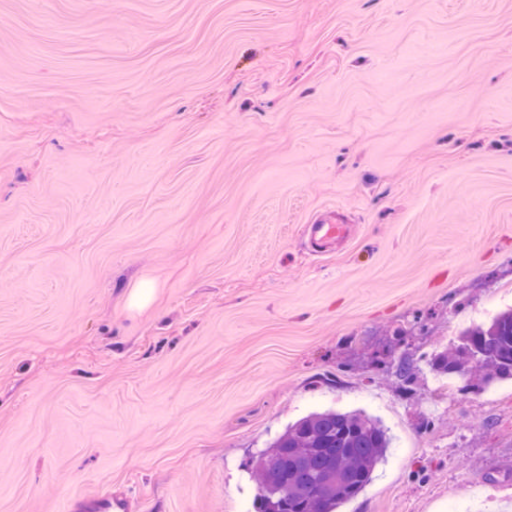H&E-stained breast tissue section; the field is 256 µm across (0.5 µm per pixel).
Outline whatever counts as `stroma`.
<instances>
[{"label": "stroma", "mask_w": 512, "mask_h": 512, "mask_svg": "<svg viewBox=\"0 0 512 512\" xmlns=\"http://www.w3.org/2000/svg\"><path fill=\"white\" fill-rule=\"evenodd\" d=\"M510 308L512 0H0V512H241L327 409L340 512H512V382L426 367ZM387 429L362 411L312 412L254 462V512H337L372 480L390 448ZM125 503L118 494L112 491L81 497L73 500L68 511L72 512H124Z\"/></svg>", "instance_id": "stroma-1"}]
</instances>
